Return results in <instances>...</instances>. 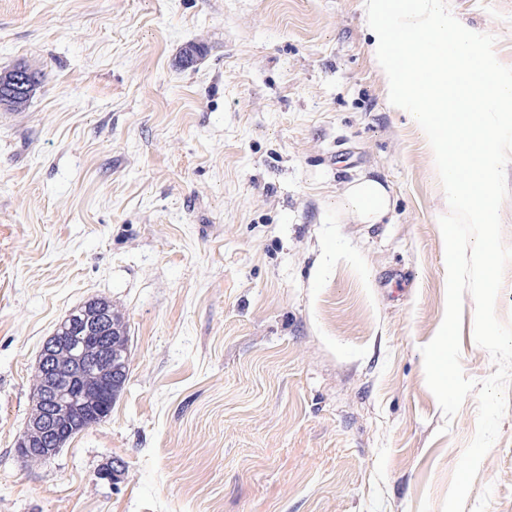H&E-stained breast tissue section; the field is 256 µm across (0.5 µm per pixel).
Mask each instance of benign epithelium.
Returning a JSON list of instances; mask_svg holds the SVG:
<instances>
[{
	"instance_id": "obj_1",
	"label": "benign epithelium",
	"mask_w": 512,
	"mask_h": 512,
	"mask_svg": "<svg viewBox=\"0 0 512 512\" xmlns=\"http://www.w3.org/2000/svg\"><path fill=\"white\" fill-rule=\"evenodd\" d=\"M110 323L108 309L88 302L72 324L80 332L77 342L55 335L44 342L37 368L44 407L17 443L22 458H51L76 428H89L108 414L122 365L115 350L118 331Z\"/></svg>"
}]
</instances>
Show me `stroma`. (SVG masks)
<instances>
[{
  "instance_id": "stroma-1",
  "label": "stroma",
  "mask_w": 512,
  "mask_h": 512,
  "mask_svg": "<svg viewBox=\"0 0 512 512\" xmlns=\"http://www.w3.org/2000/svg\"><path fill=\"white\" fill-rule=\"evenodd\" d=\"M450 8L512 66V0ZM369 43L364 0H0V70L41 75L0 106V512H441L477 396L449 422L426 384L445 193ZM364 176L384 223L338 205ZM93 297L127 380L28 462L42 344ZM465 512H512V408Z\"/></svg>"
}]
</instances>
